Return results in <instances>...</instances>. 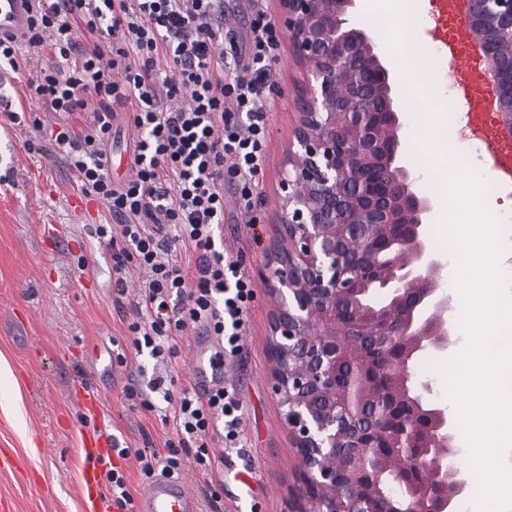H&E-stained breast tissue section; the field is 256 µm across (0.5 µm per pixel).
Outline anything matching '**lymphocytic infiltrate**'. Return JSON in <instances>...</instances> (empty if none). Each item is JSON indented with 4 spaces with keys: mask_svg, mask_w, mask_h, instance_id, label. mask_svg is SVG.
I'll return each mask as SVG.
<instances>
[{
    "mask_svg": "<svg viewBox=\"0 0 512 512\" xmlns=\"http://www.w3.org/2000/svg\"><path fill=\"white\" fill-rule=\"evenodd\" d=\"M223 0H27L30 47L50 64L28 81L47 111L58 116L51 138L84 196L102 201L112 217L90 233L112 248L115 289L124 272L139 269L143 289L128 329L136 352L161 373L149 389L173 407L176 440L165 452L117 449L135 457L145 478L181 477L182 452L192 449L204 478L219 476L223 455L208 434L223 429L225 447L240 444L241 403L234 388L175 393L163 375L177 355L174 337L203 327L224 340V354L241 349L246 312L254 298L240 258L217 249L224 221V184L232 182L251 209L254 181L267 148V83L279 38L264 15L255 18L245 59H227L214 20ZM83 28L93 38L75 36ZM137 133L132 177L114 185L106 147L119 110ZM89 116L81 132L67 119ZM197 253L194 269L179 251Z\"/></svg>",
    "mask_w": 512,
    "mask_h": 512,
    "instance_id": "f902f5d3",
    "label": "lymphocytic infiltrate"
}]
</instances>
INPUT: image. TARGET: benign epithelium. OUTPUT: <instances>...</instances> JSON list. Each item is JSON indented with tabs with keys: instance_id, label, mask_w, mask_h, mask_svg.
<instances>
[{
	"instance_id": "1",
	"label": "benign epithelium",
	"mask_w": 512,
	"mask_h": 512,
	"mask_svg": "<svg viewBox=\"0 0 512 512\" xmlns=\"http://www.w3.org/2000/svg\"><path fill=\"white\" fill-rule=\"evenodd\" d=\"M304 79L265 279L274 392L299 453L289 512H458L456 427L416 369L453 335L433 200L404 162V106L358 0H278ZM512 135V0H469ZM382 298L373 301L375 292Z\"/></svg>"
}]
</instances>
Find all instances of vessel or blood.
Masks as SVG:
<instances>
[{
  "label": "vessel or blood",
  "instance_id": "1",
  "mask_svg": "<svg viewBox=\"0 0 512 512\" xmlns=\"http://www.w3.org/2000/svg\"><path fill=\"white\" fill-rule=\"evenodd\" d=\"M439 14L448 23V38L441 52L450 60L448 75L467 106L470 124L490 147L491 166L499 183L512 187V155L504 152L498 125L488 117L494 110L495 91L486 69L473 48L467 0H439ZM25 0H0V38L19 36L27 27ZM193 383L198 393L224 384V342L221 337L197 329L190 338ZM112 441L90 429L82 436L80 482L84 512H102L101 466L111 454ZM139 512H197L196 498L176 477L155 478L142 493Z\"/></svg>",
  "mask_w": 512,
  "mask_h": 512
}]
</instances>
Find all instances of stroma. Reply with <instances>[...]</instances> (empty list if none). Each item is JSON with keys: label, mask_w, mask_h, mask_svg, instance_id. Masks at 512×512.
<instances>
[{"label": "stroma", "mask_w": 512, "mask_h": 512, "mask_svg": "<svg viewBox=\"0 0 512 512\" xmlns=\"http://www.w3.org/2000/svg\"><path fill=\"white\" fill-rule=\"evenodd\" d=\"M275 19L277 0H224L219 22L225 42L247 56L250 25L257 13ZM302 74L289 41H282L266 99L267 155L251 210L240 208L232 184L224 186L225 249L239 255L255 286L247 310L242 349L227 359L224 382L241 402V449L224 451V487L218 501L204 493L202 476L185 458L184 480L199 512H288L296 484L298 453L272 389L269 321L273 304L264 287L266 253L276 230V202L285 153L296 114L293 88ZM27 71L0 68V95L16 112L36 113L43 126L55 123L28 87ZM0 110V453L15 459L0 469V512H83L79 451L84 430L98 427L122 446L163 448L175 438L163 424L168 408L160 394L149 393L153 362L137 354L127 329L141 277L126 276L127 292L114 289L112 249L88 233L109 221L106 206L85 201L70 205L79 191L66 155L29 126L14 124ZM134 127L116 120L108 154L112 180L131 174ZM55 226L53 241L44 229ZM101 350L110 376L92 375L89 355ZM123 362H111V354ZM95 386L99 415L87 413L78 394ZM148 393L152 409L132 406L125 388Z\"/></svg>", "instance_id": "35a3bbf8"}]
</instances>
